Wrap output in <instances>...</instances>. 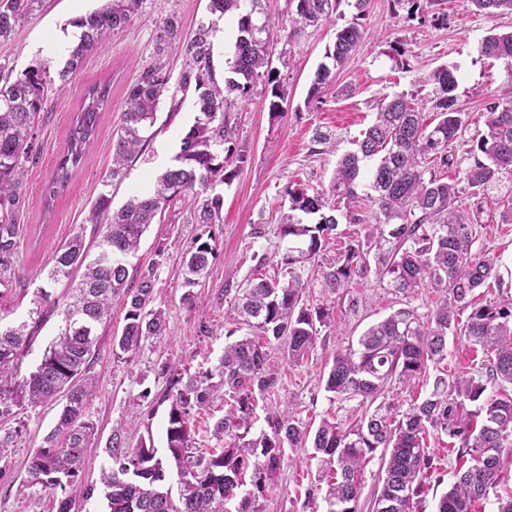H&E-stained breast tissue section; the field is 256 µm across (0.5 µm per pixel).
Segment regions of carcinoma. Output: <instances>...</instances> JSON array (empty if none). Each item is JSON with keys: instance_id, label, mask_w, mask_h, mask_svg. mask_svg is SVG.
Here are the masks:
<instances>
[{"instance_id": "obj_1", "label": "carcinoma", "mask_w": 512, "mask_h": 512, "mask_svg": "<svg viewBox=\"0 0 512 512\" xmlns=\"http://www.w3.org/2000/svg\"><path fill=\"white\" fill-rule=\"evenodd\" d=\"M40 0H0V42L35 10ZM292 35L328 19L339 0H295ZM489 16L511 15L512 0H468ZM143 0H105L99 9L75 18L80 29L76 45L58 79L65 85L82 69L104 34L127 24ZM210 14L220 18L240 9V0H209ZM272 27L266 19L257 25L252 13L238 19L232 76L224 86L215 81L211 37L213 23L201 22L189 35L171 14L158 27L155 60L144 65L126 92L120 133L112 144V168L105 185L122 180L125 166L142 154L152 137L161 98L171 90L196 95L193 125L181 142L177 165L166 170L152 189L132 195L112 209V193L102 192L89 212L96 251L76 234L66 240L52 259L46 285L38 288L39 301L30 311L28 325L0 326V419L18 416L27 407L65 400L54 429L29 456L25 483L29 488L61 491L56 512H73L78 501L94 496L95 486L80 479L85 452L97 429L88 413L95 381L89 375L95 356L98 329L111 321L112 299L126 300L125 325L114 337L112 355L124 359L149 338L166 330L161 309L150 308L153 276L129 279L127 257L138 250L141 238L171 201H197L198 224L222 221L223 199L201 197L216 182L229 184L240 173L245 154L231 153L232 128L226 113L249 100L254 85L263 80L270 100L268 110L284 114L286 92L270 67V42L262 37ZM363 38L353 22L336 31L326 50L329 62L318 66L309 97L333 81ZM175 51L184 58L176 86L164 56ZM480 55L506 62L512 78V31L490 30L479 46ZM429 80L433 97L420 103L406 95L384 98L377 104L374 122L356 141V149L336 164L328 191L298 184L285 189L288 213L282 216L281 235L303 241L304 249L288 251L280 262L281 278L254 277L241 296V310L252 333L224 345L218 369L222 385L231 392L224 417L214 424L221 448L202 452L193 446L190 419L209 403L212 375L186 382L170 377L164 400L170 402L166 448L158 453L153 442L141 440L130 448L121 434L112 433L107 452L112 467L100 477V492L109 512H224L238 501L235 512H260L256 502L278 489L285 447L310 448L312 457L328 465L326 512H358L359 475L366 461L381 451L380 486L370 512H414L427 480L437 468L427 438L445 434L459 441L455 481L438 503L437 512H471L499 483L503 460L512 456V296L477 303L474 292L499 280L498 258L472 251L473 226L512 224V97L494 98L484 105L485 129L472 140L471 163L463 182H445L428 171L425 162L454 165L448 145L464 131L458 105L457 68L443 66ZM52 82L42 62L21 71L0 68V288L13 290L20 283L17 257L21 226L16 214L26 202L25 172L38 158L36 127L45 111V91ZM110 83L101 81L84 92L68 130L66 148L43 185L45 204L66 189L93 142L102 113L111 103ZM431 110L427 119L425 110ZM235 162H230V158ZM375 207L372 223L347 210L353 224H367L366 241L350 245L323 273V288L336 294L357 277L374 273L379 286L404 298L431 284L445 289L434 311L421 318L403 305L359 336L357 345L336 351L324 381L325 391L344 400L361 399L366 410L352 426L322 419L315 432L299 425L290 410L268 412L269 431L249 437L258 403L266 402L279 383L278 366L269 348L277 345L289 363H302L314 349L321 328L331 324L333 310L324 304L301 303L306 288L301 264L316 259L338 221L329 197L346 205L358 203V188ZM473 199L464 210L460 195ZM319 215L314 225L297 213ZM391 247L384 248L383 242ZM214 247L195 241L184 265V283L194 288L208 274ZM68 284L57 335L40 363L21 373L37 329L55 312L48 288ZM470 310L464 324L459 317ZM463 332L483 350L489 365L487 380L498 387L484 396L487 385L472 376L453 380L438 375L430 394L405 411L377 399L394 382L406 384L424 375L448 357V334ZM475 408L470 409L468 405ZM177 475L178 496L172 495L171 475Z\"/></svg>"}]
</instances>
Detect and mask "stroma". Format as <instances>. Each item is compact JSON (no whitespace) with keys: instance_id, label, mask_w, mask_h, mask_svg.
I'll return each mask as SVG.
<instances>
[{"instance_id":"obj_1","label":"stroma","mask_w":512,"mask_h":512,"mask_svg":"<svg viewBox=\"0 0 512 512\" xmlns=\"http://www.w3.org/2000/svg\"><path fill=\"white\" fill-rule=\"evenodd\" d=\"M208 0H144L141 10L122 29L107 33L91 54L75 82L53 84L48 92V111L37 128L39 157L26 176V203L17 215L25 234L20 244L18 264L24 287L0 298V319L4 322L27 320L40 286L59 245L75 234L91 236L88 212L112 167V143L122 124L124 96L137 78L142 64L152 60L158 25L169 14H176L184 33L208 20ZM101 0H42L41 6L16 28L11 41L0 44V65L22 70L30 63L44 61L51 72L65 64L59 44H75L79 31L71 21L77 15L100 8ZM253 12L257 20L271 19L269 35L273 43L271 66L279 76L288 97L284 117H272L268 110L267 88L256 83L245 108L229 112L233 144L245 148L247 158L231 184L217 185L223 198L222 223L206 225L191 221V199L173 200L159 223L151 225L138 252L129 257L131 278L153 272L152 308L164 310L167 334L145 342L130 360L112 356V339L124 325L126 304L112 302L111 321L99 331L96 355L90 373L96 388L89 403V415L98 436L88 448L82 482H98L103 469L112 464L106 446L113 430H120L127 446L152 437L155 448L166 446L165 427L168 403L162 397L170 374L199 376L216 373L229 336L248 333L239 314L243 288L255 269L268 277L279 276V258L292 242L279 233L278 209L286 187L302 183L325 190L340 155L354 149L363 130L374 119L379 100L405 93L416 98L431 96L434 86L429 77L443 65L458 67V103L466 114L467 128L452 146L455 157H464L471 137L483 126L482 106L487 99L512 96V75L503 61L479 56L477 46L490 29L512 30V17H489L475 12L467 0H434L428 9L409 13L394 7L391 0H370L367 14L357 17L347 0L319 26L293 35V0H242L240 12L225 14L216 23L224 37L213 42V67L217 82L230 75L233 45L238 35L240 13ZM359 22L365 38L351 59L318 97L309 88L317 67L323 62L338 29ZM401 60H394L395 51ZM107 81L112 85V103L102 116L97 135L87 150L82 166L74 174L65 194L52 206H45L41 188L64 150L72 114L87 85ZM194 94L182 101L163 99L157 111L155 136L143 154L130 163L123 180L112 186L113 207L122 206L133 194L150 188L164 172L158 163L159 151L176 156L181 140L192 126L196 109ZM335 141V148L316 141V132ZM336 231L318 257L317 264L304 269L310 286L302 295L306 304L327 302L334 318L322 328L314 350L298 365L281 359L272 349L280 372L276 401L291 407L301 426L315 430L322 419L331 418L342 426L355 423L364 411L359 401H339L326 392L322 382L337 349L357 340L371 324L400 306L390 289L380 287L374 276L358 278L343 294L324 296L320 287L321 266L335 259L341 247L364 239L367 229L349 223L344 210H337ZM474 252L500 258V283L481 289L485 300L498 294H512V224H478L474 227ZM211 238L215 258L211 272L201 286L187 290L182 276L185 252L197 237ZM192 302H185L186 292ZM484 356L461 335L448 339V357L438 373L479 377ZM230 397L224 387H214L205 411L193 414L190 425L196 447L215 448L214 423L224 415ZM60 404L30 407L16 419L0 421V430L24 423L25 431L17 449L0 460V512H55L56 497L51 492L29 489L22 478L27 457L38 448L54 427ZM448 436H440L431 451L441 467L440 480L432 481L416 512H435L439 499L454 481L456 455ZM319 460L309 450L289 449L284 455L279 488L259 499L260 512H323L325 485L319 484Z\"/></svg>"}]
</instances>
